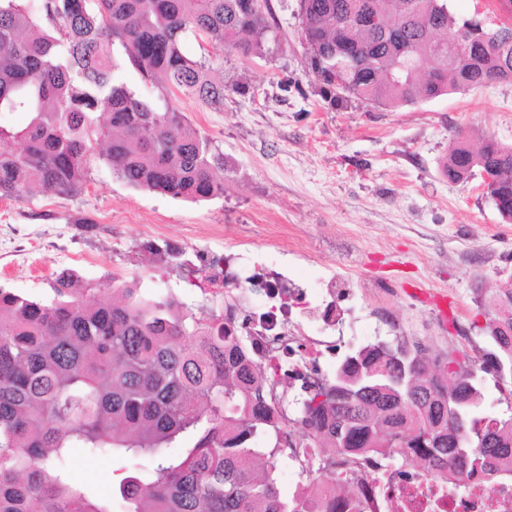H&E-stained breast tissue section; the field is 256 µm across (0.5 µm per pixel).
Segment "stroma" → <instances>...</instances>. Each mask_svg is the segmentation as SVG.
Wrapping results in <instances>:
<instances>
[{
    "mask_svg": "<svg viewBox=\"0 0 512 512\" xmlns=\"http://www.w3.org/2000/svg\"><path fill=\"white\" fill-rule=\"evenodd\" d=\"M269 11L273 31L260 56L193 37L183 43L226 85L220 108L174 99L223 155V196L183 201L134 188L92 156L74 194L0 198L10 237L0 248V286L48 300L54 275L72 269L103 287L133 279L148 294L178 287L206 314L228 300L256 312L255 295L185 283L142 245L181 246L197 264L228 246L281 250L311 302L321 301L325 276L346 278L342 352L385 340L420 344L433 360L451 350L481 356L475 291L512 283V223L480 190V177L452 183L442 165L459 136L512 146V81L394 108L354 99L334 106L308 70L299 0H269ZM433 294L447 296V320L437 317ZM67 467L74 481L115 497L118 459L75 448Z\"/></svg>",
    "mask_w": 512,
    "mask_h": 512,
    "instance_id": "obj_1",
    "label": "stroma"
}]
</instances>
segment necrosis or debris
<instances>
[{
	"label": "necrosis or debris",
	"instance_id": "4bbe7bcc",
	"mask_svg": "<svg viewBox=\"0 0 512 512\" xmlns=\"http://www.w3.org/2000/svg\"><path fill=\"white\" fill-rule=\"evenodd\" d=\"M203 272L213 281L260 290L264 311L247 329L266 353L291 359L292 380L305 384L317 380L324 364L335 361L341 346L328 333L336 323L333 310L293 321L292 312L301 303L276 254L230 249L223 262H206ZM332 472L337 480L357 486L352 512H512V482L490 484L477 478L442 482L428 470L395 467L376 455L336 457Z\"/></svg>",
	"mask_w": 512,
	"mask_h": 512
}]
</instances>
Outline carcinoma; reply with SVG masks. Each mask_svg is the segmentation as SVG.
<instances>
[{"instance_id": "1", "label": "carcinoma", "mask_w": 512, "mask_h": 512, "mask_svg": "<svg viewBox=\"0 0 512 512\" xmlns=\"http://www.w3.org/2000/svg\"><path fill=\"white\" fill-rule=\"evenodd\" d=\"M268 0H0V112H24L0 126V198L33 189L69 194L83 181L95 144L112 172L134 188L174 199L224 194V160L169 101L128 89L114 62L120 46L146 81L205 104H224V83L186 56L192 33L244 58L261 52ZM310 73L331 104L356 99L397 107L475 88L512 73V22L470 31L448 0H299ZM385 18L375 28L369 17ZM484 167L512 217V147L462 138L443 174L453 182ZM160 260L198 273L186 251L147 242ZM53 299L32 300L0 286V512H113L72 481L73 448L91 455L147 457L148 470L121 478L124 512H343L340 495L315 470L308 486L328 494L281 496L273 478L286 423L306 431L304 450L322 458L394 455L422 461L455 481L512 479V415L482 408V374L512 367V288L478 297L506 314L492 350L433 367L405 359L403 344L379 341L346 357L288 417L274 399L253 340L212 313L199 317L168 288L153 296L135 281L110 299L71 269L51 282ZM400 439L378 447V436ZM274 438L258 448L255 438ZM190 441L178 455L168 452ZM265 459L259 470L254 461Z\"/></svg>"}]
</instances>
